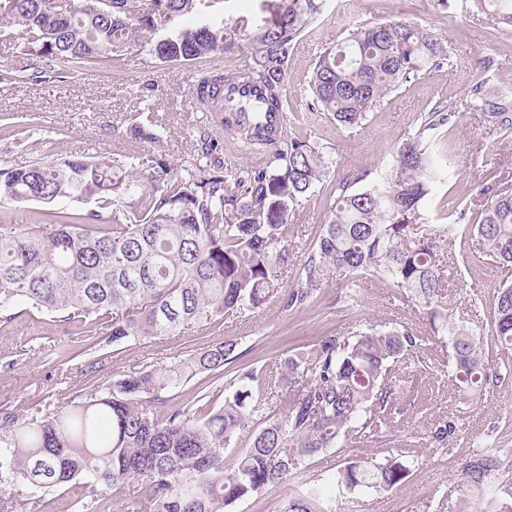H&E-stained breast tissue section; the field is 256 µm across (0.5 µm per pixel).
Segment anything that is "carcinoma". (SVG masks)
Wrapping results in <instances>:
<instances>
[{"label": "carcinoma", "instance_id": "obj_1", "mask_svg": "<svg viewBox=\"0 0 512 512\" xmlns=\"http://www.w3.org/2000/svg\"><path fill=\"white\" fill-rule=\"evenodd\" d=\"M501 33L512 32V0H468ZM325 0H276L266 15L224 18V0H0V29L42 63L36 73L57 79L85 68L112 67L140 47L166 65L205 62L250 48L237 68H201L196 101L209 113L198 128L201 154L176 174L154 155L133 154L114 166L88 158L38 159L0 168V201L51 204L60 199L98 211L57 215L34 224H0V321L14 308L78 323L95 336L93 348L141 343L183 328L204 333L224 314L279 301L287 310L309 307L327 276L348 285L381 278L394 294L421 304L431 335L448 337V363L467 398L512 378V365L486 364L482 328L451 317L440 252L454 224L429 223L428 204L448 177L449 150L440 131L455 112L438 104L372 174H348L309 249L296 286L280 269L294 254L295 206L315 192L332 165L324 147L264 122L286 110L284 86L295 41L321 13ZM199 17L184 26L185 17ZM448 64L445 36L415 22L389 19L359 26L319 55L309 81L308 110L325 112L345 129L362 125L390 92ZM258 93L261 112H246L231 96L219 106L211 92ZM470 104L502 131L512 130V99L479 79ZM31 147L41 131L32 114L15 115ZM219 124L259 165L235 169L214 157L211 125ZM148 143L160 139L151 118L135 127ZM479 220L471 230L493 262L512 266V191L494 174L478 190ZM111 220L99 224L100 211ZM490 343L512 350V284L497 290ZM427 338L400 325L363 324L350 337L324 335L283 362L278 376L239 370L215 406L202 395L156 410L162 392L241 357L236 339H217L168 365L143 366L61 409L37 405L29 416L0 412V512H35L59 490L75 512H104L105 493L128 484L122 512H227L234 503L288 484L307 458L339 442L377 437L402 416L410 400L394 366L416 355ZM284 394L285 411L262 387ZM266 412V425L249 438L234 471L224 472V449L235 447L246 420ZM457 426L443 420L431 442L443 447ZM417 462L412 448L391 447L383 458L351 460L322 479L300 481L285 512H331L343 492L390 491ZM497 449L475 448L460 470V485L476 497L473 512H512V482L496 479Z\"/></svg>", "mask_w": 512, "mask_h": 512}]
</instances>
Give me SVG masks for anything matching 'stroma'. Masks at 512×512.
Here are the masks:
<instances>
[{
	"instance_id": "1",
	"label": "stroma",
	"mask_w": 512,
	"mask_h": 512,
	"mask_svg": "<svg viewBox=\"0 0 512 512\" xmlns=\"http://www.w3.org/2000/svg\"><path fill=\"white\" fill-rule=\"evenodd\" d=\"M393 18L445 35L452 65L428 71L420 80L389 93L368 112L361 129L341 128L323 113L309 111V80L323 48L344 39L355 27ZM487 60L492 63L491 88L512 96V36L495 34L484 15L472 12L467 0H452L448 7L440 0H328L297 40L285 85L289 131L325 147L333 161L326 181L297 208V247L282 271L286 286H295L299 280L307 248L336 198L337 179L384 167L434 105L447 104L458 117L443 131L455 164L430 202L432 223L452 224L460 219L476 223V211L469 208L461 217L456 207L461 203L469 207L489 172L512 186V132L496 129L483 113L466 105L470 83ZM33 61L17 43L0 40V167L26 165L49 149L58 158L83 155L106 162L149 153L179 172L195 155L197 129L205 115L195 106L193 66L160 65L137 47L108 71L62 82H36L23 76ZM12 113L35 114L51 148L37 144L19 151L12 129L3 121L4 115ZM149 113L163 126L161 139L154 143L136 140L132 134ZM446 249L454 259L446 275L449 307L467 325L489 327L494 293L502 283H512V268L487 261L480 239L470 233L457 235ZM355 290L356 303H347L345 285L333 276L308 308L288 311L273 302L258 310L226 313L222 326L204 335L185 331L146 344L111 346L99 351L100 364L93 372L84 368L92 339L79 325L22 311L10 322H0V412L26 414L43 401L65 406L76 395L133 367L168 365L185 351L219 338L239 342L241 356L232 363V370L264 374L279 370L293 348L327 334L350 335L366 322H397L426 333L421 306L395 298L381 279L363 278ZM66 352L73 359L64 363L60 356ZM225 381L220 370L197 375L165 392L166 405L171 408L202 395L216 396ZM404 386L412 405L382 438L332 448L307 459V474L325 477L349 459L383 457L388 445L416 446L418 462L401 485L377 494L343 495L336 512H465L469 497L460 490L457 474L476 439L500 448L505 468L512 470V382L465 399L458 395L451 371L432 377L412 367L406 371ZM448 418L457 422L458 437L444 448L429 443L431 430Z\"/></svg>"
}]
</instances>
